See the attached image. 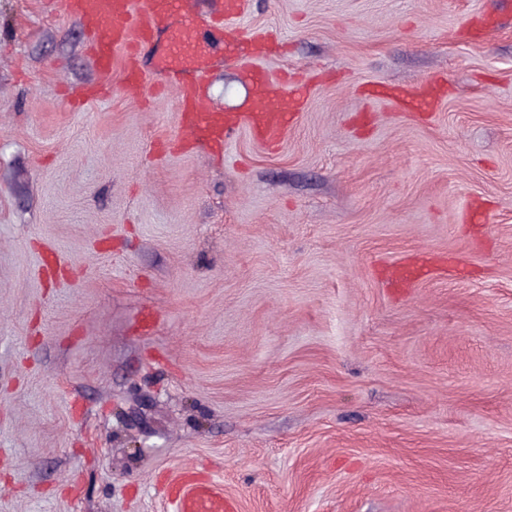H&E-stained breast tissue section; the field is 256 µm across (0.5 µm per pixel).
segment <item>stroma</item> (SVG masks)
Here are the masks:
<instances>
[{"mask_svg": "<svg viewBox=\"0 0 512 512\" xmlns=\"http://www.w3.org/2000/svg\"><path fill=\"white\" fill-rule=\"evenodd\" d=\"M498 11L246 0L308 100L217 158L60 0H0V512H175L182 473L236 512H512V25L473 38ZM212 61L206 109L254 100ZM438 77L429 112L365 96ZM419 251L440 269L387 288Z\"/></svg>", "mask_w": 512, "mask_h": 512, "instance_id": "35a3bbf8", "label": "stroma"}]
</instances>
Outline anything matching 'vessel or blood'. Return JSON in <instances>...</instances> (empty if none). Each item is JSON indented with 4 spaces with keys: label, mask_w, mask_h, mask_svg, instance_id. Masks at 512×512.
<instances>
[{
    "label": "vessel or blood",
    "mask_w": 512,
    "mask_h": 512,
    "mask_svg": "<svg viewBox=\"0 0 512 512\" xmlns=\"http://www.w3.org/2000/svg\"><path fill=\"white\" fill-rule=\"evenodd\" d=\"M63 7L80 20L97 72L111 73L115 59H122V91L131 98L139 97L145 88L143 49L153 43L159 30L167 31V49L157 71L162 86L177 91L181 131L197 142L220 149L245 129L261 145L275 147L305 106L301 91L288 90L285 81L272 78L261 67L260 61L270 55L271 45L267 35L238 25L245 0H215L211 8L196 11L187 9L186 0H64ZM204 29L219 36L228 56L248 59L244 76L260 94L255 107L244 112L204 110L211 63L210 45L199 37ZM446 91V86L435 79L397 92L376 84L370 95L415 110L436 103ZM421 275L420 265L405 260L391 267L388 281L391 286L404 287ZM169 495L177 512L235 510L234 503L215 485L185 475L172 482Z\"/></svg>",
    "instance_id": "1"
}]
</instances>
